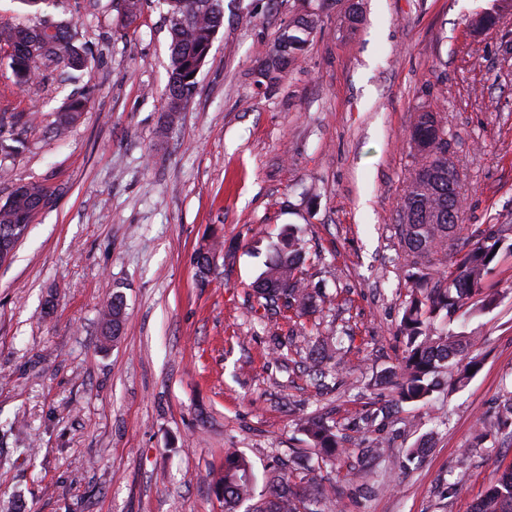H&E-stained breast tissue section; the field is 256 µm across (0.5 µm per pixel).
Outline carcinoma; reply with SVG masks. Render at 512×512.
<instances>
[{
    "mask_svg": "<svg viewBox=\"0 0 512 512\" xmlns=\"http://www.w3.org/2000/svg\"><path fill=\"white\" fill-rule=\"evenodd\" d=\"M169 23L170 65L166 89L169 117L183 111L197 85V74L210 51L214 37L224 24L223 0H165ZM320 16L314 12L294 17L282 28L265 56L259 76L273 84L279 81L292 61L303 54L316 32ZM12 54L9 66L15 84L23 87L43 67L62 66L82 70L93 57L78 43L76 32L66 24L41 16L27 25L0 30V50ZM90 99L84 94L71 96L56 112V135L69 132L88 111ZM446 129L438 112L425 110L408 133V143L418 144L415 167L406 184L400 205V224L396 230L403 246V260L410 268L412 293L404 304L399 324L405 342L402 364L389 373L398 400L402 404L427 401L442 386V375H450L451 384L463 387L481 368L477 355L481 338L448 336L437 332L435 321L443 316L484 312L496 305L497 297L487 292L484 277L503 247V239L493 229L481 231L482 237L464 253L455 251L456 240L467 230L462 224L465 197L459 183L448 188V147L432 142L433 132ZM52 200V193L38 182L17 186L0 204V236L9 234L12 225L26 224L37 214L38 204ZM305 251L300 230L288 229L272 246L264 269L253 285V293L263 309L283 306L300 316L325 302V295L310 288L302 276ZM125 321L122 296L115 295L101 311V332L118 338ZM333 349L315 351L312 371L319 378L328 375ZM468 362L453 369V364ZM512 427V394L494 422L478 419L474 447H479L493 431ZM299 428L311 441L320 458L333 465L342 463L345 449L333 426L317 417H302ZM257 475L251 462L235 452L224 455V476L219 494L224 512H237L240 505L254 497ZM265 505L254 512H335L336 499L323 497L315 486L299 487L288 473L272 469L264 484ZM472 512H512V466H508L490 484L472 507Z\"/></svg>",
    "mask_w": 512,
    "mask_h": 512,
    "instance_id": "1",
    "label": "carcinoma"
}]
</instances>
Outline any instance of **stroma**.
Wrapping results in <instances>:
<instances>
[{"instance_id": "stroma-1", "label": "stroma", "mask_w": 512, "mask_h": 512, "mask_svg": "<svg viewBox=\"0 0 512 512\" xmlns=\"http://www.w3.org/2000/svg\"><path fill=\"white\" fill-rule=\"evenodd\" d=\"M120 4L0 0V27L71 21L94 57L22 90L0 59V113L24 115L0 139L27 144L0 160V203L21 183L53 194L0 266V512H224L228 450L257 475L275 463L339 495L340 512H470L512 463L510 433L472 445L476 417L512 393V0H362L351 34L348 0H224L196 91L170 121L167 8L143 0L129 24ZM487 9L497 25L475 31ZM309 11L322 23L307 51L258 85L276 33ZM83 90L89 111L56 136V109ZM426 109L447 122L465 223L504 229L508 246L486 277L496 307L437 322L482 337L479 373L397 410L382 382L403 355L411 291L396 226L406 134ZM291 225L330 302L262 317L252 285ZM215 237L230 250L203 282L195 254ZM115 294L127 318L107 344L98 314ZM338 334L345 380L316 383L308 343ZM306 415L336 428L346 470L313 455ZM424 436L423 458L407 460Z\"/></svg>"}]
</instances>
